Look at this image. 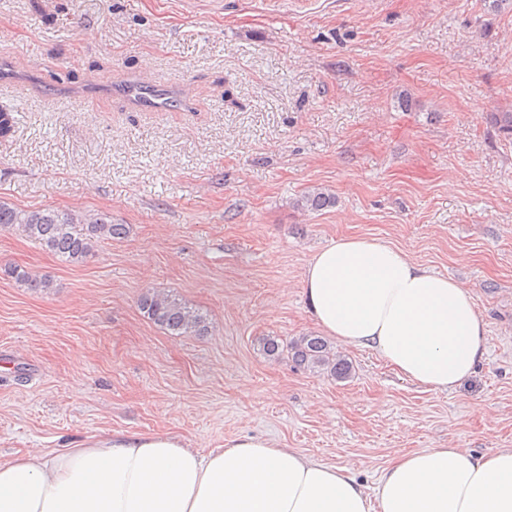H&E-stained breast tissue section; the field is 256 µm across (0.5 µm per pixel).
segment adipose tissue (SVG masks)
Listing matches in <instances>:
<instances>
[{
  "instance_id": "adipose-tissue-1",
  "label": "adipose tissue",
  "mask_w": 512,
  "mask_h": 512,
  "mask_svg": "<svg viewBox=\"0 0 512 512\" xmlns=\"http://www.w3.org/2000/svg\"><path fill=\"white\" fill-rule=\"evenodd\" d=\"M302 284L324 335L372 349L428 390L455 388L484 358L467 285L386 241H332L308 259ZM0 512H512V448L401 452L371 495L345 469L270 440L205 452L171 434L117 430L0 456Z\"/></svg>"
}]
</instances>
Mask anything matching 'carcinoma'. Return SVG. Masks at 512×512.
I'll list each match as a JSON object with an SVG mask.
<instances>
[{"label":"carcinoma","mask_w":512,"mask_h":512,"mask_svg":"<svg viewBox=\"0 0 512 512\" xmlns=\"http://www.w3.org/2000/svg\"><path fill=\"white\" fill-rule=\"evenodd\" d=\"M334 203L335 197L331 193L317 188L298 200L297 206L319 211ZM10 230L20 232L60 261L70 264L86 262L93 256L98 243L121 239L129 233L128 225L112 223V215L105 211L85 216L66 208L27 211L0 202V231ZM0 274L31 290L46 292L52 288L48 275L32 274L17 267L0 268ZM140 309L155 325L174 336L200 334L206 330L201 313L164 292L142 295ZM261 345L266 356L278 358L286 351L298 367L306 370L323 371L340 380L351 374V362L316 334L301 336L286 345L274 337H266Z\"/></svg>","instance_id":"carcinoma-1"}]
</instances>
